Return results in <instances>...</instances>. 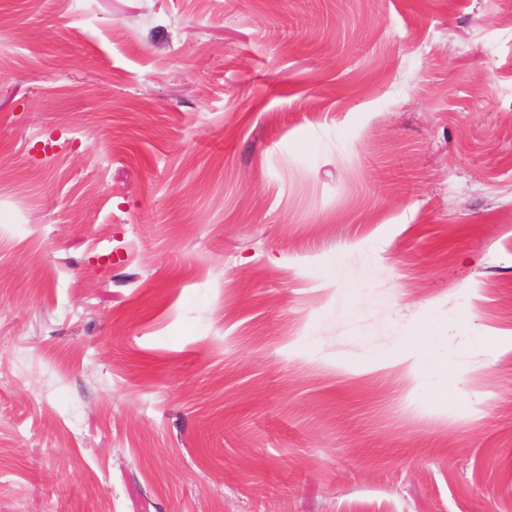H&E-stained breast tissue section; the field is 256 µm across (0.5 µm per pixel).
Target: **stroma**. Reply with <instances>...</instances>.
Listing matches in <instances>:
<instances>
[{
  "label": "stroma",
  "instance_id": "stroma-1",
  "mask_svg": "<svg viewBox=\"0 0 512 512\" xmlns=\"http://www.w3.org/2000/svg\"><path fill=\"white\" fill-rule=\"evenodd\" d=\"M0 512H512V0H0Z\"/></svg>",
  "mask_w": 512,
  "mask_h": 512
}]
</instances>
